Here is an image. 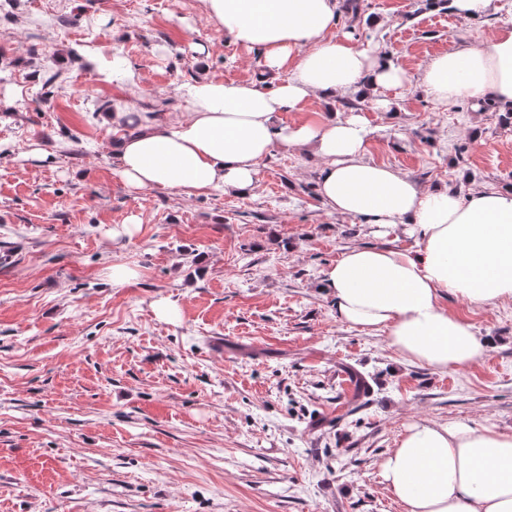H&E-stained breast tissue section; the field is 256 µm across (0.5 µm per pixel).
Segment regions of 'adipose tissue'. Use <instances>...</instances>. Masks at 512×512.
Here are the masks:
<instances>
[{
    "mask_svg": "<svg viewBox=\"0 0 512 512\" xmlns=\"http://www.w3.org/2000/svg\"><path fill=\"white\" fill-rule=\"evenodd\" d=\"M205 5L235 43L260 50L275 80L197 81L186 90V111L165 118L132 115L125 102H113L103 119L119 133L112 157L128 191L244 196L257 186L273 146L311 149L325 162L318 190L331 213L378 228L401 226L417 237L413 250L350 248L323 270L337 319L385 332L401 357L436 371L477 363L488 340L443 300H512V188H484L463 199L368 161V122L358 110L283 127L275 120L317 93L352 96L413 81L444 108L489 97L512 107V29L439 55L413 76L334 33L338 0ZM381 475L405 512H512V433L418 419L403 425Z\"/></svg>",
    "mask_w": 512,
    "mask_h": 512,
    "instance_id": "adipose-tissue-1",
    "label": "adipose tissue"
}]
</instances>
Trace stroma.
Returning <instances> with one entry per match:
<instances>
[{"label":"stroma","mask_w":512,"mask_h":512,"mask_svg":"<svg viewBox=\"0 0 512 512\" xmlns=\"http://www.w3.org/2000/svg\"><path fill=\"white\" fill-rule=\"evenodd\" d=\"M335 27L360 47L376 36L413 71L512 28V0L476 18L444 0H339ZM116 57L136 84L113 80ZM261 68L203 0L0 7V512H403L379 468L403 424L512 433V301L448 297L489 348L445 373L337 320L322 270L354 246L416 239L330 213L313 153L275 148L247 196L133 194L114 173L100 103L182 112L186 85ZM353 109L367 160L463 197L512 186L500 106L444 110L422 89L379 88L312 96L278 122ZM133 214L139 230L112 242ZM115 262L137 278L112 285ZM163 299L177 316H156Z\"/></svg>","instance_id":"1"}]
</instances>
